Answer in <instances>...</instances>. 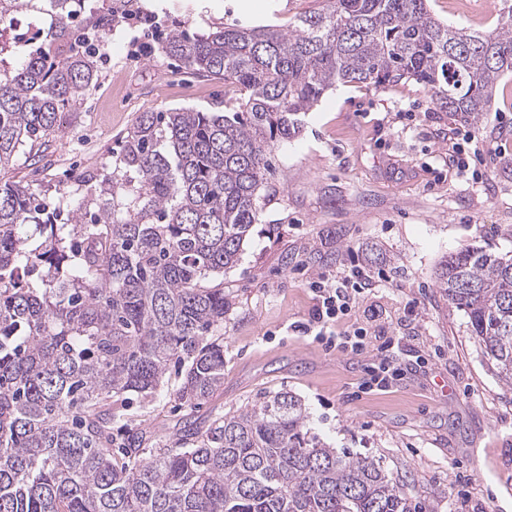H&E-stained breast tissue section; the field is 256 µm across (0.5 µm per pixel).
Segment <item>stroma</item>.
<instances>
[{
	"mask_svg": "<svg viewBox=\"0 0 512 512\" xmlns=\"http://www.w3.org/2000/svg\"><path fill=\"white\" fill-rule=\"evenodd\" d=\"M311 0H85L89 18L112 16L97 82L61 115L39 161H17L0 180L21 181L68 210L88 176L116 168L123 137L144 112L208 108L223 83L161 51L163 32L206 34L235 24L293 21ZM503 0H430L436 18L488 32ZM158 16L161 28L123 23ZM415 81L337 85L303 117L301 132L270 155L260 220L240 262L224 273L229 310L224 388L195 410L200 425L251 408L281 390L301 397L307 426L326 446L368 456L402 485L420 512H512V388L490 372L466 314L448 303L437 273L449 255L512 253V149L455 175L448 138L464 128ZM358 268L380 284L362 294L332 333L385 312L399 339L400 380L364 391L380 339L361 353L297 332L317 300L313 284ZM165 380L149 407L129 406L128 425L156 440L177 433L183 411Z\"/></svg>",
	"mask_w": 512,
	"mask_h": 512,
	"instance_id": "35a3bbf8",
	"label": "stroma"
}]
</instances>
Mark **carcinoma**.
I'll list each match as a JSON object with an SVG mask.
<instances>
[{"mask_svg": "<svg viewBox=\"0 0 512 512\" xmlns=\"http://www.w3.org/2000/svg\"><path fill=\"white\" fill-rule=\"evenodd\" d=\"M52 5L49 50L0 68V168L58 132L98 52L73 48L81 0H0V23ZM162 52L241 92L233 112H143L118 170L88 179L67 221L0 182V512H412L380 465L324 445L280 391L174 445L113 428L152 402L171 362L192 409L224 386V270L258 223L275 145L338 84L414 80L481 122L512 73V5L490 32L452 28L429 0H316L286 26L167 33ZM439 288L465 311L489 368L512 386V255L448 256Z\"/></svg>", "mask_w": 512, "mask_h": 512, "instance_id": "carcinoma-1", "label": "carcinoma"}]
</instances>
